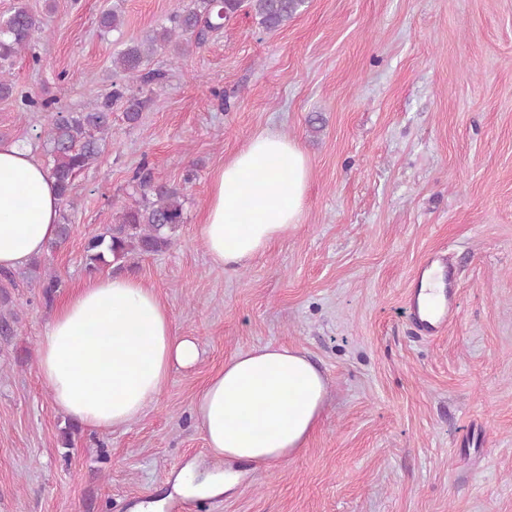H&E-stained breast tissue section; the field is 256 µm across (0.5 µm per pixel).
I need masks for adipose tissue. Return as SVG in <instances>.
Listing matches in <instances>:
<instances>
[{"label":"adipose tissue","mask_w":512,"mask_h":512,"mask_svg":"<svg viewBox=\"0 0 512 512\" xmlns=\"http://www.w3.org/2000/svg\"><path fill=\"white\" fill-rule=\"evenodd\" d=\"M311 167L300 146L263 132L212 174L202 240L213 264L234 270L303 221ZM61 200L32 150L0 140V269L42 256L56 237ZM198 341L179 336L153 288L134 275L92 276L55 310L39 339L37 372L54 408L84 428H122L152 407L174 368H193ZM323 374L302 352L258 347L225 360L192 407L219 473L186 466L174 489L187 500L232 491L239 465L267 467L297 454L318 425Z\"/></svg>","instance_id":"ef3b65f1"}]
</instances>
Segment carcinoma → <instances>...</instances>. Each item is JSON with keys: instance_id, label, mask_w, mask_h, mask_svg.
<instances>
[{"instance_id": "carcinoma-1", "label": "carcinoma", "mask_w": 512, "mask_h": 512, "mask_svg": "<svg viewBox=\"0 0 512 512\" xmlns=\"http://www.w3.org/2000/svg\"><path fill=\"white\" fill-rule=\"evenodd\" d=\"M306 0H249V7L267 31H275L294 18ZM244 0H190L182 10L172 14L168 23L155 30L146 41L126 45L112 57V92L96 108L84 112H68L52 117L46 131L45 142L50 156V174L55 179L61 204H70L73 181L100 157L112 126L111 106L119 101L127 104L126 119L134 123L139 119L147 100L131 93L128 84L119 76L139 80L144 86H160L166 73L159 69H145L150 55L159 45L167 46L172 57H182L193 44L201 46L210 34L224 28V23L242 7ZM122 24L118 6L105 12L100 20L102 28L119 30ZM38 20L26 7L18 6L0 19V61L5 63L29 51L34 64L41 57L34 52V32ZM0 97L15 98L22 106L43 112L54 110L50 99H37L26 92L15 91V85L0 75ZM133 189L139 199L121 207L115 222L104 232L92 236L85 245V265L90 271L111 266L124 269L130 257L162 252L176 242L177 231L184 223L181 192L164 184H155L146 166L132 176ZM21 276L37 283L44 301L54 299L61 287L60 279L51 273H40L34 262ZM8 293L0 294V336L18 333V318L10 308Z\"/></svg>"}]
</instances>
